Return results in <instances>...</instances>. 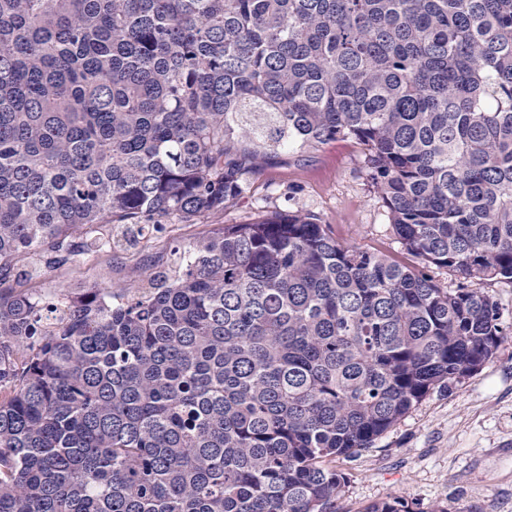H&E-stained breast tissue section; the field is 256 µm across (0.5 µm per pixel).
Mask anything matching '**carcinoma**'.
Wrapping results in <instances>:
<instances>
[{
    "label": "carcinoma",
    "mask_w": 512,
    "mask_h": 512,
    "mask_svg": "<svg viewBox=\"0 0 512 512\" xmlns=\"http://www.w3.org/2000/svg\"><path fill=\"white\" fill-rule=\"evenodd\" d=\"M339 138L410 261L223 223ZM166 221L208 230L115 291L24 288ZM498 279L512 0H0V512H336V460L493 356Z\"/></svg>",
    "instance_id": "obj_1"
}]
</instances>
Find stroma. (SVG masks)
<instances>
[{
	"label": "stroma",
	"instance_id": "stroma-1",
	"mask_svg": "<svg viewBox=\"0 0 512 512\" xmlns=\"http://www.w3.org/2000/svg\"><path fill=\"white\" fill-rule=\"evenodd\" d=\"M296 188V208L314 212L339 241L398 254L386 209L366 176L360 145L339 139L289 156L286 165L253 177L248 193L224 221L242 224L284 207ZM128 261L115 253L47 270L29 288L51 295L95 284L122 287ZM486 290L509 332L493 356L451 391H433L373 447L345 464L339 512H364L392 496L417 512L441 505L448 512H512V282Z\"/></svg>",
	"mask_w": 512,
	"mask_h": 512
}]
</instances>
